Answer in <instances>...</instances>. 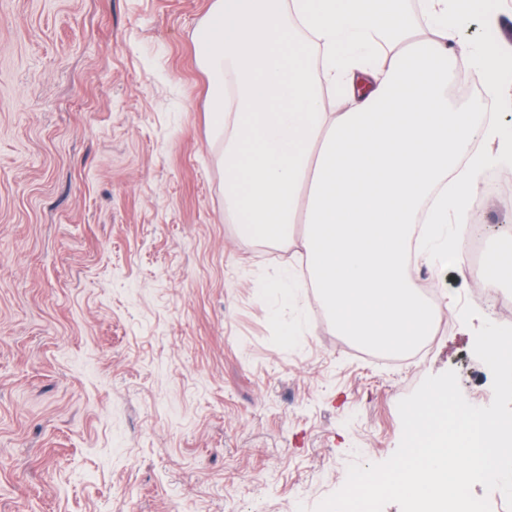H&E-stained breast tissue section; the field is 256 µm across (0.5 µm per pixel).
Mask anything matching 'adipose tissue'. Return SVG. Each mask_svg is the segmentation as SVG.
I'll list each match as a JSON object with an SVG mask.
<instances>
[{
	"label": "adipose tissue",
	"instance_id": "1",
	"mask_svg": "<svg viewBox=\"0 0 512 512\" xmlns=\"http://www.w3.org/2000/svg\"><path fill=\"white\" fill-rule=\"evenodd\" d=\"M502 2L459 11L417 0L407 20L404 0H215L206 21L226 214L251 243H291L304 225L302 265L319 304L366 347L401 351L434 326L408 271L413 233L420 260L457 262L478 287L512 268L511 250L492 251L478 271L461 263L485 171L512 174V128L447 94L461 67L489 97L512 91V45L460 38ZM336 88L341 104L326 111Z\"/></svg>",
	"mask_w": 512,
	"mask_h": 512
}]
</instances>
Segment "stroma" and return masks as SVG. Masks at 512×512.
Segmentation results:
<instances>
[{
  "mask_svg": "<svg viewBox=\"0 0 512 512\" xmlns=\"http://www.w3.org/2000/svg\"><path fill=\"white\" fill-rule=\"evenodd\" d=\"M213 3L0 0V512L312 510L395 452L427 376L493 399L474 331L512 326V272L492 301L418 265L438 316L397 364L313 289L264 293L300 247L224 217L197 57ZM461 38L512 43V0ZM481 222L486 250L512 247V193L484 195Z\"/></svg>",
  "mask_w": 512,
  "mask_h": 512,
  "instance_id": "stroma-1",
  "label": "stroma"
}]
</instances>
